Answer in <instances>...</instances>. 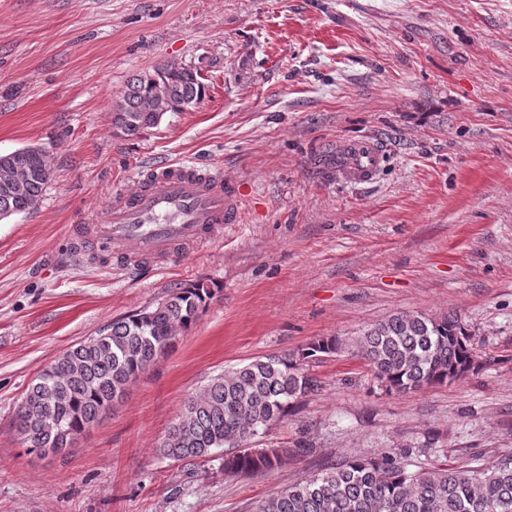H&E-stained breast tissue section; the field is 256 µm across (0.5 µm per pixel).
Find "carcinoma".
<instances>
[{"mask_svg":"<svg viewBox=\"0 0 512 512\" xmlns=\"http://www.w3.org/2000/svg\"><path fill=\"white\" fill-rule=\"evenodd\" d=\"M165 84L174 111L204 99L193 69L164 63L130 79L112 107V127L136 137L158 126L164 114L150 108L155 84ZM51 169L39 147L0 155V174L14 172L10 190L0 188V217L33 210ZM214 288L202 281L175 286L157 305L114 320L59 354L31 383L18 406L15 429L29 452L62 454L120 402L129 385L173 344L207 308ZM344 342L318 339L293 353L254 359L224 370L190 397L158 451L185 460L224 449V474L269 471L299 448H254L252 439L281 422L299 398L319 390L305 363L336 353ZM358 356L386 390L407 392L458 382L471 370V343L455 316L434 318L396 312L367 328L356 341ZM396 452L353 457L339 466L264 499L255 512H512V459L491 470L410 469Z\"/></svg>","mask_w":512,"mask_h":512,"instance_id":"cac0c4a2","label":"carcinoma"}]
</instances>
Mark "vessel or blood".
Here are the masks:
<instances>
[{
  "instance_id": "b4317fda",
  "label": "vessel or blood",
  "mask_w": 512,
  "mask_h": 512,
  "mask_svg": "<svg viewBox=\"0 0 512 512\" xmlns=\"http://www.w3.org/2000/svg\"><path fill=\"white\" fill-rule=\"evenodd\" d=\"M385 152L371 137L345 143L335 167L345 182L378 175ZM242 200L221 170L199 164L157 162L132 192L112 195L70 238L77 256H97L122 267L153 266L175 253L224 237L242 221Z\"/></svg>"
}]
</instances>
